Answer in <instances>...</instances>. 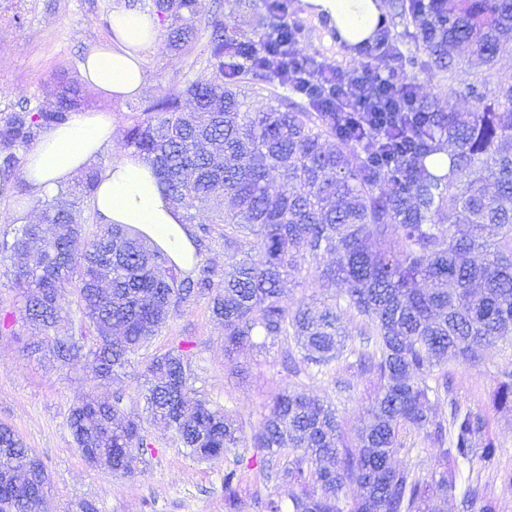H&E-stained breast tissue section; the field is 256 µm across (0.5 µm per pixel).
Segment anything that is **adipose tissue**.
<instances>
[{"mask_svg":"<svg viewBox=\"0 0 512 512\" xmlns=\"http://www.w3.org/2000/svg\"><path fill=\"white\" fill-rule=\"evenodd\" d=\"M316 13L328 17L340 39L356 44L369 38L381 13L380 0H310ZM112 42L89 53L81 68L95 94L119 99L136 92L143 81L142 51L160 34L157 17L135 11L113 13ZM117 122L111 112L79 110L65 123L44 130L18 169L0 170V202L13 201L18 183L40 198L83 172L111 145ZM93 207L102 223L130 224L150 236L184 269L194 262V247L183 212L164 193L151 166L128 153L100 176Z\"/></svg>","mask_w":512,"mask_h":512,"instance_id":"adipose-tissue-1","label":"adipose tissue"}]
</instances>
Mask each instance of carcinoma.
Masks as SVG:
<instances>
[{"label": "carcinoma", "instance_id": "carcinoma-1", "mask_svg": "<svg viewBox=\"0 0 512 512\" xmlns=\"http://www.w3.org/2000/svg\"><path fill=\"white\" fill-rule=\"evenodd\" d=\"M153 6L169 21L173 49L209 33L212 78L176 83L148 100L124 138L186 211L185 223L195 222L191 210L216 203L190 232L197 262L179 268L127 224L89 230L85 212L99 179L90 169L37 201L39 223L20 224L0 242V254L26 258L14 271L25 289L23 319L59 361L84 350L110 382L194 297H207L212 317L224 324L229 359L246 345L291 336L303 362L328 366L343 355L348 333L340 319L349 311L374 337L363 356L377 389L366 425L350 442L335 408L288 387L247 433L224 408L189 399L191 358L177 346L147 365L146 417L125 413L118 392L73 404L67 425L75 450L104 455L112 474L130 476L150 446L144 422L160 423L198 460L252 452L263 476L285 488L261 502L263 512H442L458 461L476 455L486 432L483 416L450 402V447L428 478L393 460L410 429L443 444L430 395L448 390V379L431 387L434 369L473 365L486 347L512 340V79H496L500 57L512 52V0H397L373 35L353 46L370 66L381 57L396 61L390 85L407 92L406 111L368 114V133L321 110L334 100L331 82L285 76L277 60L249 62L256 42L226 31L205 0ZM286 14L288 0H264L256 20L266 30L261 39L294 44L300 28L279 27ZM400 25L412 42L406 53L394 38ZM460 65L470 78H458ZM420 74L444 81L449 96L474 107L436 110L414 90ZM248 76L291 87L311 110L285 107L277 97L242 110L239 82ZM51 94L49 108L0 117V165L15 167L14 150L83 105L80 85L64 72L53 75ZM221 224L224 250L232 253L222 271L203 257ZM79 238L85 245L77 252ZM254 250L262 254L258 263ZM308 277L322 288H344L318 306L285 302L284 284ZM65 282L96 333L90 347L83 335H54L69 316L71 302L59 292ZM493 403L512 406V380L499 384ZM29 470L47 479L21 437L0 424V477ZM241 483L238 462L224 469L228 512H240ZM0 502L9 512H38L24 486H1Z\"/></svg>", "mask_w": 512, "mask_h": 512}]
</instances>
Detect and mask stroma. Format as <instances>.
Listing matches in <instances>:
<instances>
[{"instance_id": "stroma-1", "label": "stroma", "mask_w": 512, "mask_h": 512, "mask_svg": "<svg viewBox=\"0 0 512 512\" xmlns=\"http://www.w3.org/2000/svg\"><path fill=\"white\" fill-rule=\"evenodd\" d=\"M122 10L151 12L152 0H0V113L22 104L50 105L46 83L59 70L80 78L87 54L106 40L105 26ZM289 24L300 25L304 36L292 47L312 68L335 67L365 74L366 60L338 45L325 20L307 13L305 0H294ZM208 43L199 36L192 52L169 48L165 41L142 53L144 81L139 93L127 100H108L87 93L86 107L114 113L120 127L111 146L97 159V169L119 161L128 147L123 126L138 115L146 100L163 88L190 80L206 82ZM17 259L0 262V423L11 426L43 463L48 483L40 512H225L224 470L233 455L200 463L174 442L160 425L147 428L152 445L138 471L118 477L110 470L85 463L73 447L66 419L70 406L107 393L123 392L126 413L141 412L144 371L152 358L174 345L188 347L195 370L193 387L198 396L230 411L244 426L260 421L266 406L284 386H291L335 406L346 439H354L364 422V408L376 380L360 363L365 339L360 324L349 314L341 322L349 333L347 347L336 364L326 370L285 369L286 358L298 357L293 340L279 339L263 348L247 347L234 359L224 356V327L211 318L208 300L199 297L183 303L151 343L139 350L127 375L100 384L86 361L69 366L57 363L40 348V336L21 317L23 291L15 285ZM512 372V343L486 348L473 366L448 363L435 377H449L452 395L462 407L484 415L486 437L495 446L497 469L480 461L459 465L457 489L448 497L445 512H479L480 499H491L496 512H512V483L500 472L512 468V408H498L493 394ZM407 449L395 459L423 476L436 467L441 450L422 434L406 436ZM479 489V500L465 497L468 485Z\"/></svg>"}]
</instances>
